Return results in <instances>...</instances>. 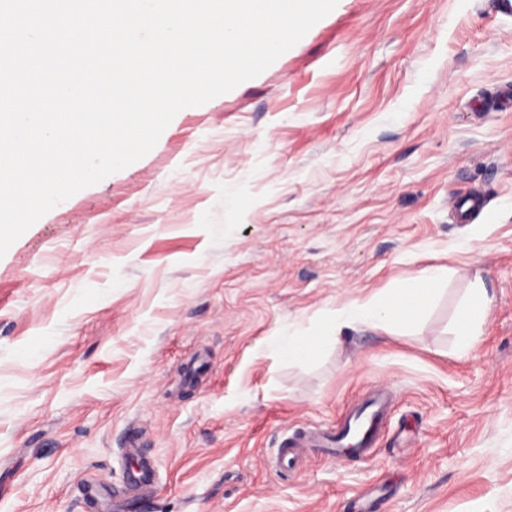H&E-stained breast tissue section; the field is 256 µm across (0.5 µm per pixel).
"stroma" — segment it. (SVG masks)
<instances>
[{
	"mask_svg": "<svg viewBox=\"0 0 512 512\" xmlns=\"http://www.w3.org/2000/svg\"><path fill=\"white\" fill-rule=\"evenodd\" d=\"M338 0L259 76L0 257V512H512V17ZM481 189L486 209L458 222ZM432 266L433 306L291 363L277 336ZM480 271L477 349L454 324ZM368 454L301 446L362 398ZM95 493H88V484ZM485 205L486 199L483 194L472 193L456 200L454 207L457 212L458 219L461 221H467L473 215L481 213ZM369 410V411H368ZM385 406L382 402L372 398L362 409L361 418L365 419L367 427L363 431L362 438L358 443L362 444L360 451L367 447L374 430L385 413ZM368 411V412H367Z\"/></svg>",
	"mask_w": 512,
	"mask_h": 512,
	"instance_id": "35a3bbf8",
	"label": "stroma"
}]
</instances>
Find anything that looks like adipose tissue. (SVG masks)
Here are the masks:
<instances>
[{"label": "adipose tissue", "mask_w": 512, "mask_h": 512, "mask_svg": "<svg viewBox=\"0 0 512 512\" xmlns=\"http://www.w3.org/2000/svg\"><path fill=\"white\" fill-rule=\"evenodd\" d=\"M444 278L442 268H428L420 276L397 283L390 293H381L364 302H355L336 310L335 322L340 326L361 322L387 333L407 329L417 323L434 302ZM490 305L491 299L483 286L481 275H474L464 311L454 328L457 357L470 356L475 350L480 326L490 314Z\"/></svg>", "instance_id": "adipose-tissue-1"}]
</instances>
